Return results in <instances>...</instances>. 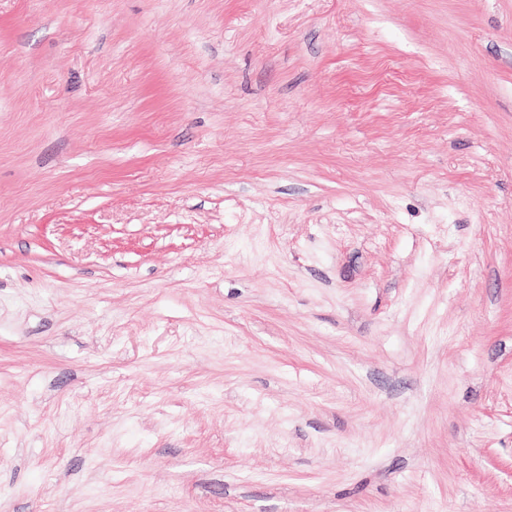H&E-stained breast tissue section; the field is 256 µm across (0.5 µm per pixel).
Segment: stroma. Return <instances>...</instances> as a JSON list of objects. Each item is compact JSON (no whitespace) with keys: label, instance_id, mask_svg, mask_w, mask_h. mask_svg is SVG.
Masks as SVG:
<instances>
[{"label":"stroma","instance_id":"obj_1","mask_svg":"<svg viewBox=\"0 0 512 512\" xmlns=\"http://www.w3.org/2000/svg\"><path fill=\"white\" fill-rule=\"evenodd\" d=\"M0 512H512V0H0Z\"/></svg>","mask_w":512,"mask_h":512}]
</instances>
